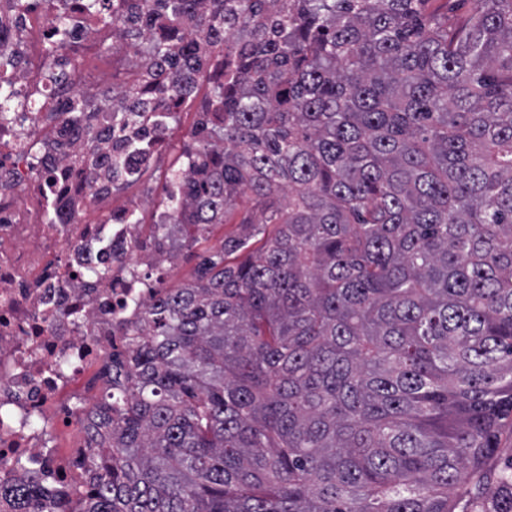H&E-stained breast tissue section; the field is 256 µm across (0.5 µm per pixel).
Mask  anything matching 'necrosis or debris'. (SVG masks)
I'll return each instance as SVG.
<instances>
[{
  "instance_id": "obj_1",
  "label": "necrosis or debris",
  "mask_w": 512,
  "mask_h": 512,
  "mask_svg": "<svg viewBox=\"0 0 512 512\" xmlns=\"http://www.w3.org/2000/svg\"><path fill=\"white\" fill-rule=\"evenodd\" d=\"M124 14L111 23L89 17L74 32L69 50H51L55 23L39 0H0V57L22 59L11 88L22 106L19 122L0 126V485L38 474L44 487L70 481L85 444L59 442L72 402L93 400L92 373L107 355L127 348L146 305L157 294L175 249L157 245L138 215L146 200L112 207L109 169L95 170L92 189L49 195L42 169L84 162L88 152L120 156L132 179L151 170L157 153L135 148L126 113L99 109L96 123L111 141L88 149L74 141L65 157L47 162L36 147L55 136L38 109L65 103L79 93L86 76L72 75L66 53L104 52L112 83L127 87L144 69L143 58L123 35ZM65 221L49 223L51 203ZM104 214L85 222L88 207ZM23 460L28 470L15 468Z\"/></svg>"
}]
</instances>
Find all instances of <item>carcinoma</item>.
<instances>
[{"label":"carcinoma","mask_w":512,"mask_h":512,"mask_svg":"<svg viewBox=\"0 0 512 512\" xmlns=\"http://www.w3.org/2000/svg\"><path fill=\"white\" fill-rule=\"evenodd\" d=\"M105 2L75 0L107 21ZM195 2L126 6L154 72L120 111L175 119L204 66ZM211 2L198 32L242 45L183 148L175 220L197 242L241 196L266 218L146 306L126 386L84 419L78 512H454L465 481L512 512V477L485 468L512 415V0L455 28L424 0ZM58 117L108 137L82 97ZM68 497L32 478L0 512Z\"/></svg>","instance_id":"carcinoma-1"}]
</instances>
